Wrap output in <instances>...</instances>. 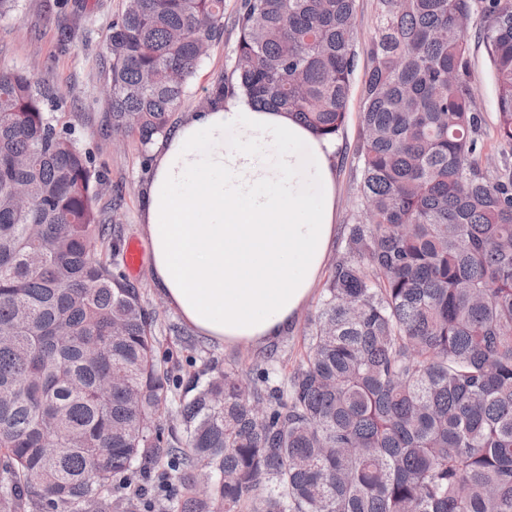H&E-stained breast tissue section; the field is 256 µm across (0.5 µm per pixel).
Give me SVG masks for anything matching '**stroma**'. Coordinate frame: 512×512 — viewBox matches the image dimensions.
I'll return each mask as SVG.
<instances>
[{
  "instance_id": "35a3bbf8",
  "label": "stroma",
  "mask_w": 512,
  "mask_h": 512,
  "mask_svg": "<svg viewBox=\"0 0 512 512\" xmlns=\"http://www.w3.org/2000/svg\"><path fill=\"white\" fill-rule=\"evenodd\" d=\"M241 0H224V34L200 64L196 77L174 121L199 110L208 91L230 78L235 60L238 30L236 12ZM123 0H18L13 13L0 18V70L28 69L39 73L48 93L47 109L61 124L71 126L80 147L89 153L103 183L97 207L111 208L114 197H121L120 219L125 228L124 244H137L139 263L126 271V278L142 292L146 305L156 314L154 334L161 354L169 356L172 374L207 380L224 366L238 364L244 378L256 376L264 365L263 345H230L203 336L174 310L154 287L150 252L143 232L142 189L154 161V145H141L130 137L113 146L106 137L108 111L102 93L109 66L106 39L113 20L120 14ZM467 38L471 86L484 117L486 131L497 121V96L490 78V63L482 39L480 19L472 17ZM367 66L366 55H358L352 75L347 118L336 137L334 169L336 176L337 229L358 222L360 164L354 155L358 139V88ZM324 283H317L309 301L293 326L274 343L278 359L267 366L269 382L285 386L287 377L304 351V334L309 317L323 294Z\"/></svg>"
}]
</instances>
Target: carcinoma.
I'll return each mask as SVG.
<instances>
[{
    "label": "carcinoma",
    "instance_id": "carcinoma-1",
    "mask_svg": "<svg viewBox=\"0 0 512 512\" xmlns=\"http://www.w3.org/2000/svg\"><path fill=\"white\" fill-rule=\"evenodd\" d=\"M356 2L241 0L239 88L336 137ZM475 13L493 168L459 25ZM223 34L224 0H125L106 43L109 135L167 132ZM366 54L365 220L345 225L305 351L284 389L235 364L188 379L183 448L154 423L171 376L154 312L117 271L121 198L96 207L100 175L35 75L0 71V512H154L145 493L112 501V482L157 471L180 474L176 512H512V0H376Z\"/></svg>",
    "mask_w": 512,
    "mask_h": 512
}]
</instances>
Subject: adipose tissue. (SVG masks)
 <instances>
[{
    "label": "adipose tissue",
    "instance_id": "obj_1",
    "mask_svg": "<svg viewBox=\"0 0 512 512\" xmlns=\"http://www.w3.org/2000/svg\"><path fill=\"white\" fill-rule=\"evenodd\" d=\"M335 150L239 91L161 140L143 232L154 286L188 324L242 345L292 325L336 235Z\"/></svg>",
    "mask_w": 512,
    "mask_h": 512
}]
</instances>
